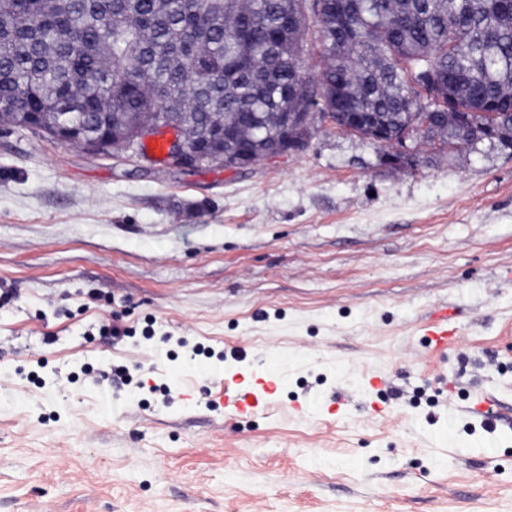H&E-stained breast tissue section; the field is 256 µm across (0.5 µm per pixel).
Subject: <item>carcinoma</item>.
<instances>
[{
    "label": "carcinoma",
    "instance_id": "1",
    "mask_svg": "<svg viewBox=\"0 0 512 512\" xmlns=\"http://www.w3.org/2000/svg\"><path fill=\"white\" fill-rule=\"evenodd\" d=\"M318 9L327 59L307 89L299 45L268 54L277 20ZM320 104L343 125L372 113L428 144L471 145L428 124L480 130L496 109L498 145L512 150V8L503 0H0V123L35 128L64 146L109 144L124 121L189 123L265 117L244 152L273 150L275 113Z\"/></svg>",
    "mask_w": 512,
    "mask_h": 512
}]
</instances>
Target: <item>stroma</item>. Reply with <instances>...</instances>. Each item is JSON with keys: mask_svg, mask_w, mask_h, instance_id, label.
<instances>
[{"mask_svg": "<svg viewBox=\"0 0 512 512\" xmlns=\"http://www.w3.org/2000/svg\"><path fill=\"white\" fill-rule=\"evenodd\" d=\"M397 151L327 122L176 170L0 127V512H512V154ZM423 335L426 336L427 348L432 352L448 349V344L455 336V329H448V312H441L434 316L423 328ZM258 400L250 394H240L229 389L224 391V408L235 414H246L258 407Z\"/></svg>", "mask_w": 512, "mask_h": 512, "instance_id": "35a3bbf8", "label": "stroma"}]
</instances>
